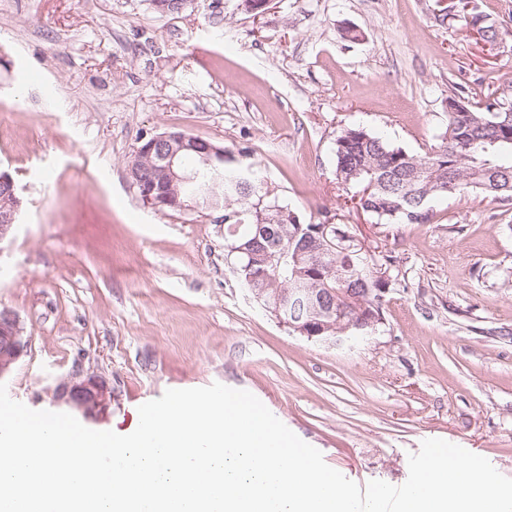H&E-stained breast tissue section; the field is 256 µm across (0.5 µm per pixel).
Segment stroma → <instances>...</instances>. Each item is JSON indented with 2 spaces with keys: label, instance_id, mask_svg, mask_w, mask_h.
Listing matches in <instances>:
<instances>
[{
  "label": "stroma",
  "instance_id": "1",
  "mask_svg": "<svg viewBox=\"0 0 512 512\" xmlns=\"http://www.w3.org/2000/svg\"><path fill=\"white\" fill-rule=\"evenodd\" d=\"M210 3L0 0V169L22 198L0 308L28 342L9 396L62 412L56 387L95 376L111 404L83 424L103 431L166 390L219 382L362 487L402 485L433 438L512 478V199L437 197L428 223L380 224L337 184L333 155L352 126L427 151L460 90L477 110L512 100V0L470 2L499 27L493 46L460 0H273L256 19ZM167 130L249 148L301 223L347 225L387 264L367 340L289 332L227 266L213 211L143 205L128 166Z\"/></svg>",
  "mask_w": 512,
  "mask_h": 512
}]
</instances>
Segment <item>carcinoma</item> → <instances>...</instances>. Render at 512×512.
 Here are the masks:
<instances>
[{
    "mask_svg": "<svg viewBox=\"0 0 512 512\" xmlns=\"http://www.w3.org/2000/svg\"><path fill=\"white\" fill-rule=\"evenodd\" d=\"M457 99L448 97V127L441 141L423 154L410 153L380 136L360 127H348L334 143L335 176L343 187L378 188L359 207L379 224H424L429 220L428 204L439 196L479 193L494 200L512 198V119L505 110L512 102L490 103L486 111L455 110ZM250 155L247 148L238 155L224 153L213 157L206 166L192 159L190 169L195 180L187 192L194 202L218 201L224 205V238L241 242L257 236L286 251L279 270L246 254L236 255L233 272L245 287L275 288L295 280V276L314 271L312 256L296 254V248L313 225L286 224L277 219L278 210L288 209L269 189L260 170L240 158ZM344 224H334L321 237L326 255L323 260L334 264L330 285L358 288L368 284L372 292L369 308L382 312L377 289L387 282L373 276L351 240Z\"/></svg>",
    "mask_w": 512,
    "mask_h": 512,
    "instance_id": "obj_1",
    "label": "carcinoma"
}]
</instances>
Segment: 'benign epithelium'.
<instances>
[{"instance_id": "1", "label": "benign epithelium", "mask_w": 512, "mask_h": 512, "mask_svg": "<svg viewBox=\"0 0 512 512\" xmlns=\"http://www.w3.org/2000/svg\"><path fill=\"white\" fill-rule=\"evenodd\" d=\"M128 168L131 185L137 189L142 203L152 208L169 206L179 211L192 208L183 195L184 186L192 181L193 173L185 166V156L194 152L206 160V154L222 150L209 141L191 136L182 131L170 130L142 139ZM19 208L8 202L0 205V242L5 240L17 224ZM325 277L310 282L305 288H276L271 296L268 289L251 288L253 300L280 323L294 332L316 342L333 343L337 346L348 344L359 338L357 331L376 320L364 322L361 309L365 307L364 294H356L349 288L320 287ZM295 297L312 300L316 317L302 324L285 320L282 306ZM336 320H331V314ZM27 341L22 336L17 316L0 309V379L7 376L22 356ZM54 397L85 415L103 414L110 402L111 392L94 376L86 379L60 383Z\"/></svg>"}]
</instances>
